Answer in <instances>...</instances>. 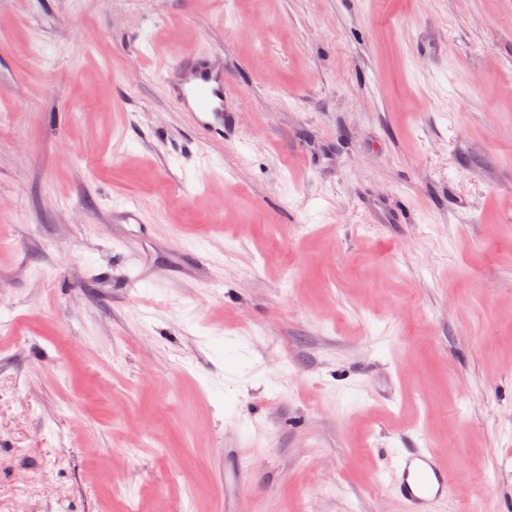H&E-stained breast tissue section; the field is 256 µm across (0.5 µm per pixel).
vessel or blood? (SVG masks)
Segmentation results:
<instances>
[{
	"instance_id": "obj_1",
	"label": "vessel or blood",
	"mask_w": 512,
	"mask_h": 512,
	"mask_svg": "<svg viewBox=\"0 0 512 512\" xmlns=\"http://www.w3.org/2000/svg\"><path fill=\"white\" fill-rule=\"evenodd\" d=\"M164 78L173 83L180 103L191 112L194 123L222 138H233L236 117L226 103L227 75L221 56L215 52L176 58L164 68ZM373 223L399 224V208L382 202H368ZM386 474L396 492L407 501L410 512H432L434 504L450 490L448 469L433 449L394 448L388 451Z\"/></svg>"
}]
</instances>
